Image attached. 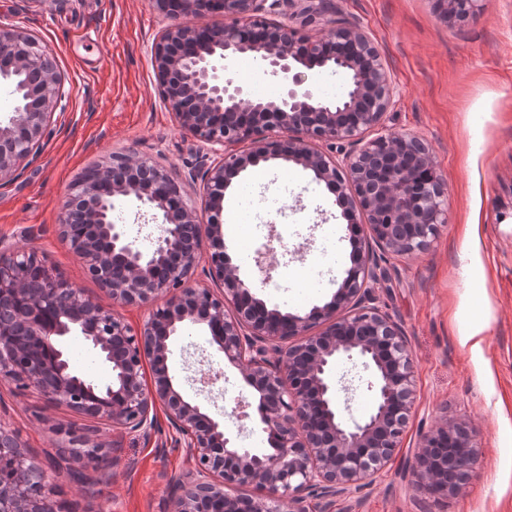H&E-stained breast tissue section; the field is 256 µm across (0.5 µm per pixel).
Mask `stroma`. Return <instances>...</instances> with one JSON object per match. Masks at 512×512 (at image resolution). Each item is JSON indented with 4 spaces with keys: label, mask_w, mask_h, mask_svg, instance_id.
<instances>
[{
    "label": "stroma",
    "mask_w": 512,
    "mask_h": 512,
    "mask_svg": "<svg viewBox=\"0 0 512 512\" xmlns=\"http://www.w3.org/2000/svg\"><path fill=\"white\" fill-rule=\"evenodd\" d=\"M332 18L360 26L381 53L394 87L384 118L388 132L424 138L447 189L448 222L428 249L395 257L375 251L381 278L375 293L402 326L412 354L415 405L401 445L372 482L337 498L331 509L306 497L305 512H512V0H484L465 23L443 22L430 0H333ZM39 39L65 81L67 107L56 113L35 159L0 184V243L35 250L92 302L110 305L83 260L63 242L59 224L72 184L115 153L152 160L178 182L193 206L204 203L188 172L207 153L182 130L165 104L150 46L164 24L149 0H0V24ZM266 190L287 185L286 206L256 211L261 243L282 240L271 257L284 264L332 260L304 289L272 294L253 263L243 276L268 305L306 312L329 302L351 265L356 232L336 192L301 167L274 161L261 167ZM233 178L224 198V241L239 253L241 188ZM72 369L108 381L107 364L79 337L62 342ZM168 364L188 396L215 414L242 445L268 446L254 422L239 420L235 404L251 392L209 335L190 330L175 339ZM219 380L211 393L192 382L198 365ZM476 432L477 462L457 495L431 493L412 474L420 437L444 419ZM81 415L50 402L35 387L0 380V424L43 466L45 481L66 512H173L174 490L192 463L164 411L150 434L113 432L98 424L108 450L98 463L107 480L96 489L73 482L60 453V429Z\"/></svg>",
    "instance_id": "obj_1"
}]
</instances>
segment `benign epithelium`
Returning <instances> with one entry per match:
<instances>
[{
	"mask_svg": "<svg viewBox=\"0 0 512 512\" xmlns=\"http://www.w3.org/2000/svg\"><path fill=\"white\" fill-rule=\"evenodd\" d=\"M299 14L283 6L295 0H151L166 21L150 57L164 101L178 126L218 159L189 175L201 180L200 209L181 186L145 157L114 155L82 177L68 193L62 239L115 305L148 307L132 329L110 306L98 305L54 274L34 252L0 248V379L38 388L49 401L86 416V432L105 421L112 430H152L162 407L182 435L193 469L179 487L176 512H304V492L332 505L336 497L368 480L399 447L413 406V363L405 333L378 304L372 245L395 254L424 251L448 223L447 191L435 176L429 144L413 135L367 132L383 125L393 87L380 52L358 26L332 25L323 2L304 0ZM444 22L465 21L482 0H432ZM221 21L191 25L189 16ZM319 22L320 36L303 28ZM250 56L280 87L274 100L256 98L238 81L234 64ZM328 70L347 78L334 99L305 86V72ZM0 85L10 89L13 109L0 119V182L17 177L34 157L56 113L63 110L62 77L42 44L12 25L0 24ZM358 149L337 158L319 143ZM282 160L310 171L338 192L350 223L365 225L364 251L332 300L304 313L283 312L254 292L224 244V195L249 166ZM151 220L149 246L116 219V202ZM221 284L194 288L201 262ZM162 304H157L158 299ZM321 326L318 332L312 331ZM186 326L210 335V343L237 368L258 404V423L271 448L240 446L224 421L188 397L167 364L172 338ZM81 336L111 369L100 384L76 373L62 340ZM358 361L370 371L372 412L348 417L340 405L336 367ZM152 377L144 379L145 364ZM64 451L76 462H98L106 448L85 435L60 430ZM455 449L451 477L434 460L442 437ZM17 436L0 425V466L15 476L0 482V512H61L46 488L43 469L32 463ZM476 461L473 430L450 421L421 438L413 474L447 495L464 484ZM257 484L263 498L231 496L226 488Z\"/></svg>",
	"mask_w": 512,
	"mask_h": 512,
	"instance_id": "1",
	"label": "benign epithelium"
}]
</instances>
